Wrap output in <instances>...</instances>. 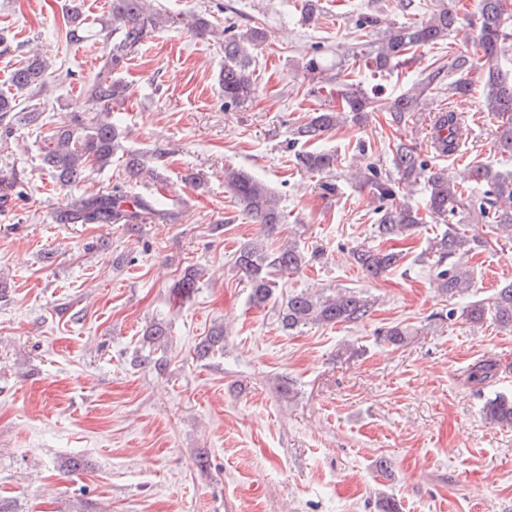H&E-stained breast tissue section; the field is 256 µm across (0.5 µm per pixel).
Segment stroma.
<instances>
[{"label": "stroma", "mask_w": 512, "mask_h": 512, "mask_svg": "<svg viewBox=\"0 0 512 512\" xmlns=\"http://www.w3.org/2000/svg\"><path fill=\"white\" fill-rule=\"evenodd\" d=\"M319 2L306 22L300 0H155L168 15L201 14L220 29L262 27L256 95L225 108L221 37L163 28L122 70L131 94L112 110L127 131L123 150L145 154L163 183L130 181L116 159L63 188L42 164L44 139L86 109L83 85L109 47V0H82L74 43L65 36L71 0H0V88L36 51L49 73L33 99L42 125L14 117L12 136L0 139V182L22 187L0 212V500L12 512H381L387 498L400 512H512V428L483 415L488 399L512 395V330L463 315L512 282V238L471 213L468 232L484 245L468 257L471 288L455 297L438 291L436 269L422 259L440 224L389 241L403 258L384 276L366 275L353 258L379 239L375 204L351 172L369 163L391 170L395 139L416 143L435 168L512 173L480 89L452 97L443 80L415 124L398 129L373 112L337 128L320 143L340 158L329 173L301 169L287 148L310 112L333 104L306 75L314 49L327 51L335 82L357 80L390 100L470 45L452 35L403 72L372 76L355 60L357 19L419 20L440 0H413L409 11L399 0ZM448 109L467 129L451 156L429 143L432 117ZM228 167L278 194L288 215L279 238L306 257L263 308L250 304L233 265L258 227L225 188ZM191 172L204 183L187 182ZM117 185L161 197L178 221L58 223L71 197ZM189 265L204 275L184 301L172 287ZM342 288L374 299L364 321L279 329L278 302L289 293ZM155 321L169 328L161 373L134 360ZM395 325L409 332L399 347L382 339ZM218 326L223 352L198 360L195 345ZM484 362L495 372L474 382L469 373ZM73 457L85 468L70 470Z\"/></svg>", "instance_id": "1"}]
</instances>
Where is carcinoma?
<instances>
[{
	"mask_svg": "<svg viewBox=\"0 0 512 512\" xmlns=\"http://www.w3.org/2000/svg\"><path fill=\"white\" fill-rule=\"evenodd\" d=\"M112 43L104 57L100 73L84 84L83 91L90 104L91 116L74 114L56 126L45 137L43 164L62 186L81 179L90 166L106 167L121 148L126 133L112 123V106L122 104L129 91L128 84L119 76L129 55L161 28L174 22L170 16L154 10L149 0H112ZM507 0H477L476 21L460 16L457 5H441L429 17L392 23L382 38L362 43L359 50L365 69L372 75L397 71L414 60L420 48L433 46L448 39L453 32L465 30L467 39L481 50L482 57L491 61L512 46V28L509 27ZM195 34L205 37L215 31V25L206 17L192 14L179 19ZM67 36L81 38L83 18L80 5L72 7L67 17ZM224 67L218 83L224 93V107L237 108L250 101L256 90L254 70L251 69L254 51L265 42L266 33L258 26L241 29L234 24L224 27ZM48 65L34 54L14 69L10 87L0 92V117L18 111L20 98L36 95L46 86ZM471 58L458 54L448 60V92L467 96L472 92L469 72ZM305 70L317 83L329 81L331 70L326 57L315 51L306 58ZM441 69L429 73L405 92L390 101L389 121L402 127L424 110L428 95L440 77ZM483 97L486 110L497 119L498 148L512 155V78L497 67L483 73ZM338 108H320L310 113L290 139V146L313 144L342 123L360 122L368 112L379 109L378 97L369 95L359 83L336 86ZM458 113L450 110L430 125L431 148L438 154L450 155L459 147L464 135ZM393 172L383 173L375 166L366 167L360 175L377 202L376 233L383 241L411 235L427 219L439 221L446 229L432 238L426 255L438 268L436 286L453 297L471 286L472 273L465 258L475 248L484 245L476 237L466 235L467 215L478 210L487 224L512 238V177L488 166L470 169V181L483 189L479 200L465 193L448 177V170L433 169L422 159L417 147L397 139L389 146ZM299 165L311 172H325L336 168L339 157L334 151L298 150ZM127 177L137 182L156 183L161 179L158 170L149 165L144 155L126 153L123 160ZM423 184L426 195L425 210L399 198L400 185ZM224 184L230 190L242 214L254 224L261 225L259 237L244 243L234 255V267L249 284V301L255 307L266 306L275 295L273 273L295 272L305 264V256L298 247L289 244L275 249L268 240L286 223L287 215L279 205L275 193L262 181L241 169H224ZM148 219L173 222L177 214L151 198L139 197L133 201L118 191L82 194L71 199L57 215L61 224H143ZM398 252L382 249H360L354 252L357 265L372 276L382 275L399 265ZM202 277L195 266L186 267L174 283V293L190 298ZM373 302L363 293L344 289L334 294L300 291L288 295L281 304L277 319L284 331H293L308 324L334 325L358 323L371 312ZM465 317L473 324L492 319L502 328H512V283L496 292L494 302L485 305L472 303ZM143 345L150 353L165 352L168 342L167 325L154 322L142 336ZM224 350V327L219 326L201 339L194 348L197 358L204 359ZM486 419L498 426L512 427V397L497 395L484 406Z\"/></svg>",
	"mask_w": 512,
	"mask_h": 512,
	"instance_id": "cac0c4a2",
	"label": "carcinoma"
}]
</instances>
